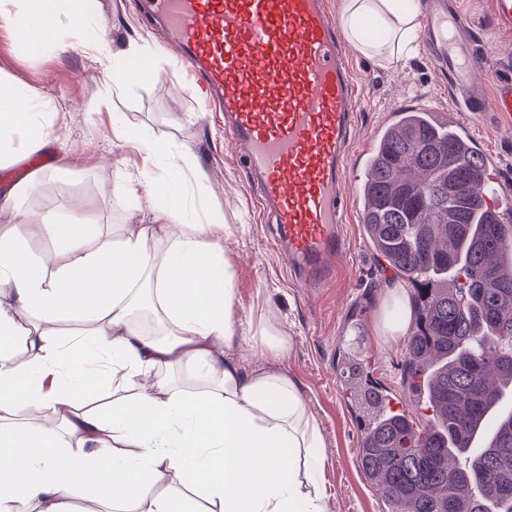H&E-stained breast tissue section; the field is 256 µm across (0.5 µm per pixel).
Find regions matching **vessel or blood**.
<instances>
[{
  "label": "vessel or blood",
  "instance_id": "b4317fda",
  "mask_svg": "<svg viewBox=\"0 0 512 512\" xmlns=\"http://www.w3.org/2000/svg\"><path fill=\"white\" fill-rule=\"evenodd\" d=\"M162 23L161 41L180 47L190 76H203L202 102L225 128L261 204L275 225L274 244L303 281L331 282L347 252L348 206L356 197L351 148L361 98L327 0H148ZM469 23L447 0H425L423 40L448 75L456 103L433 121L453 126L474 149L473 120L487 103L512 113V87L489 99L493 56L476 53ZM469 113L458 122L454 112ZM486 157L474 184L484 209L500 214L501 185Z\"/></svg>",
  "mask_w": 512,
  "mask_h": 512
}]
</instances>
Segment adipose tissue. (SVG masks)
Returning a JSON list of instances; mask_svg holds the SVG:
<instances>
[{"label":"adipose tissue","instance_id":"adipose-tissue-1","mask_svg":"<svg viewBox=\"0 0 512 512\" xmlns=\"http://www.w3.org/2000/svg\"><path fill=\"white\" fill-rule=\"evenodd\" d=\"M82 32L85 0H10L0 19L25 24L27 53L59 42V21ZM347 37L367 58L404 69L419 52V0H344ZM54 113L39 111L20 86L0 78V158L20 162L53 140ZM155 172L149 182L153 221L118 240L88 244L85 203L14 226L0 235V360L17 338L27 344L20 368L0 369V512H67L74 494L91 489L118 512H325L319 481L321 437L297 383L284 372L243 370L224 351L247 343L261 359L278 360L287 337L247 335L234 318V290L215 227L181 217L185 181L170 145L145 141ZM53 229L66 260L32 242ZM164 240L157 248L156 240ZM171 324L152 338L133 317L145 292ZM38 320L19 328L17 311ZM64 318L94 326L92 341L66 346L51 337ZM411 322L403 289H392L375 333L396 346ZM179 366L203 377L201 389L154 387L113 401L134 378ZM55 416L72 436L60 442L15 420L18 413ZM176 477L191 495L161 494Z\"/></svg>","mask_w":512,"mask_h":512}]
</instances>
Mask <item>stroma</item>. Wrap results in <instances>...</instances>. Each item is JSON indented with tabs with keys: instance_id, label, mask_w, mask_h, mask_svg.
<instances>
[{
	"instance_id": "stroma-1",
	"label": "stroma",
	"mask_w": 512,
	"mask_h": 512,
	"mask_svg": "<svg viewBox=\"0 0 512 512\" xmlns=\"http://www.w3.org/2000/svg\"><path fill=\"white\" fill-rule=\"evenodd\" d=\"M468 16L477 52L497 55L501 64L488 77L491 92L512 81V26L493 21L494 0H455ZM104 37L117 55L102 63L87 42ZM147 50L156 76L150 82L107 94L110 67L126 65L122 53ZM362 110L353 150L372 149V136L391 112L425 105L447 109L454 96L446 76L425 54H418L402 72L377 66L356 46L348 48ZM0 76L20 85L29 97L59 110L63 137L40 152L39 159L0 162V195L40 170L21 208L0 203V230L24 223L35 214L56 209L78 196L88 202L92 237L119 238L134 225L150 220L151 202L140 173L141 157L112 137L119 121L150 139L170 143L188 157L187 203L192 216L205 224L225 226L224 255L234 270V313L251 331L264 329L289 337L282 360L272 370L287 372L299 385L315 418L325 451L320 479L328 512H387L386 501L359 466L361 429L354 400L345 398L337 379L346 354L365 347L373 361V382L403 399L416 414L420 406L403 380V346L384 348L372 327L390 290L399 285L391 270L379 266L366 241L361 208L348 213L345 233L349 250L333 283L311 288L292 280L273 242V227L263 216L242 163L235 157L224 123L204 111L197 95L182 91L187 69L180 51L162 46L154 25L129 0H91L85 35H65L61 47L31 56L0 30ZM484 153L496 159L494 174L512 192V120L484 116L474 126Z\"/></svg>"
}]
</instances>
